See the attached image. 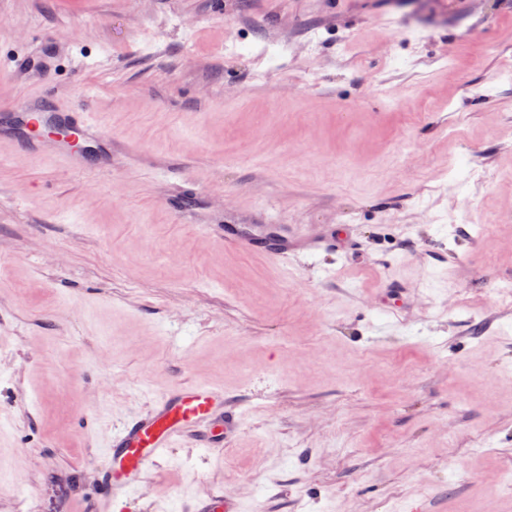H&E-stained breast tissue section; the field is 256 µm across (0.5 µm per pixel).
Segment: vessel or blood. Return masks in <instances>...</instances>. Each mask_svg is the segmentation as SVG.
<instances>
[{"label":"vessel or blood","instance_id":"vessel-or-blood-1","mask_svg":"<svg viewBox=\"0 0 512 512\" xmlns=\"http://www.w3.org/2000/svg\"><path fill=\"white\" fill-rule=\"evenodd\" d=\"M112 134L89 113L76 105L58 101L48 88L41 87L0 110V145H8L19 156L50 155L71 172L89 169L86 147L93 142H111ZM224 243L245 251L287 260L294 247L287 227L267 233H244L233 224L215 225ZM224 393L206 384L174 389L163 396L147 416L124 422L113 432L107 454L98 469L102 493L96 512H112L123 506L135 512L130 494L137 488L143 470L155 463L176 435L202 419L211 418L216 404H223L222 430L211 433L207 447L229 446L239 434L243 418L238 407L223 402ZM193 512H242L237 497L223 491L198 500Z\"/></svg>","mask_w":512,"mask_h":512}]
</instances>
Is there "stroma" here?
Instances as JSON below:
<instances>
[{
    "instance_id": "35a3bbf8",
    "label": "stroma",
    "mask_w": 512,
    "mask_h": 512,
    "mask_svg": "<svg viewBox=\"0 0 512 512\" xmlns=\"http://www.w3.org/2000/svg\"><path fill=\"white\" fill-rule=\"evenodd\" d=\"M417 10L0 0V103L37 81L112 133L102 171L0 150V512H94L114 428L197 382L242 430L179 440L141 512L226 487L244 512H512V303L491 293L512 277V0ZM213 224L322 248L280 262Z\"/></svg>"
}]
</instances>
